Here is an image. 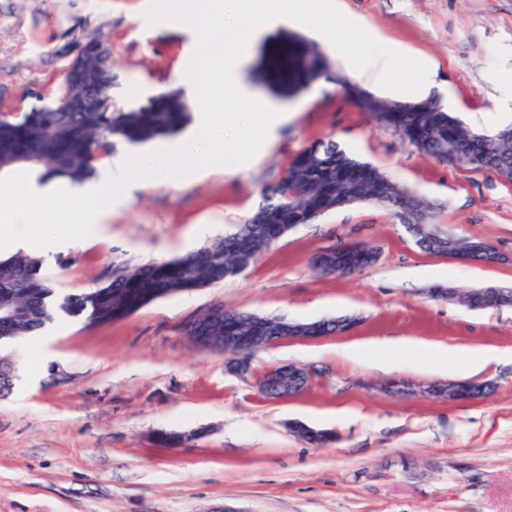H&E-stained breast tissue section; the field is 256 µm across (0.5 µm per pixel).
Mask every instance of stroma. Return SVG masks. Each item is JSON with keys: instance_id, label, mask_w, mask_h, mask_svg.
I'll list each match as a JSON object with an SVG mask.
<instances>
[{"instance_id": "1", "label": "stroma", "mask_w": 512, "mask_h": 512, "mask_svg": "<svg viewBox=\"0 0 512 512\" xmlns=\"http://www.w3.org/2000/svg\"><path fill=\"white\" fill-rule=\"evenodd\" d=\"M151 0H0V97L55 89L64 64L97 39L112 50L113 97L135 108L177 89L194 50L182 22L150 23ZM382 45L401 46L433 71L456 115L487 135L512 125V0H337ZM272 30L243 71L252 90L295 117L250 169L229 178L199 170L141 182L113 205L105 237L57 253L42 275L56 293L105 284L118 264L162 262L243 223L261 188L302 148L333 138L354 158L405 186L430 223L480 239L492 265L423 252L391 208L360 202L291 229L246 271L223 283L157 299L122 320L55 321L48 362L26 389L0 392V512H512V307L473 310L462 293L512 288V183L419 153L347 98L341 80L381 99L373 70L348 69L322 95L267 77L270 54L298 37ZM349 241L379 251L346 276L312 267L318 252ZM453 289L456 299L433 296ZM289 321L355 317L351 331L256 351L253 374L230 372L223 352L198 347L186 327L215 307ZM403 339L387 365L353 362L341 346ZM490 346L474 373L437 368L426 348ZM312 373L288 399L266 397L256 378L282 365ZM491 381L473 402L393 397L386 384ZM328 430L316 447L292 423ZM163 432L178 445L159 443Z\"/></svg>"}]
</instances>
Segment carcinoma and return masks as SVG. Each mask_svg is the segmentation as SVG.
Segmentation results:
<instances>
[{
  "instance_id": "carcinoma-1",
  "label": "carcinoma",
  "mask_w": 512,
  "mask_h": 512,
  "mask_svg": "<svg viewBox=\"0 0 512 512\" xmlns=\"http://www.w3.org/2000/svg\"><path fill=\"white\" fill-rule=\"evenodd\" d=\"M307 58L331 79L323 55L297 40L280 53L274 76L291 84L301 59ZM346 92L364 112L376 116L418 151L441 159L457 151L462 165L490 169L512 182V137L486 136L469 130L437 99L389 103L363 88L347 84ZM104 112H0V171L22 166L38 180L64 178L80 185L95 174L93 153L107 156L119 144H143L174 136L188 123V106L176 91L157 93L133 109L111 100ZM262 202L242 224L199 249L174 259L138 267L117 265L104 286L56 294L41 274L43 261L18 253L0 260V305L15 311L3 336H28L60 316L89 322L120 320L150 301L216 285L238 273L243 259L256 261L283 226L308 224L349 201H376L396 208L399 216L415 207L407 189L378 169L349 156L335 141L319 140L299 151L283 174L261 189ZM241 318L219 316L186 330L190 336H239Z\"/></svg>"
}]
</instances>
